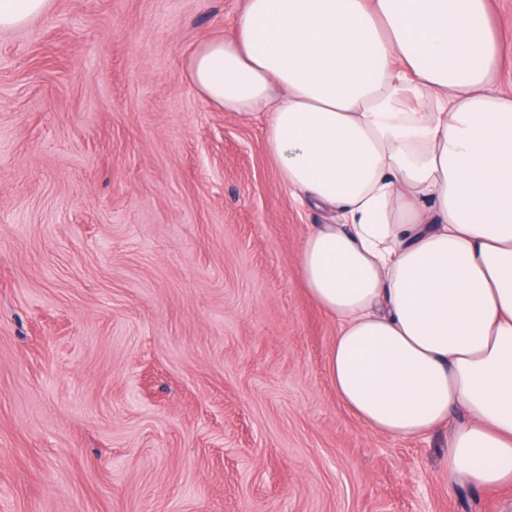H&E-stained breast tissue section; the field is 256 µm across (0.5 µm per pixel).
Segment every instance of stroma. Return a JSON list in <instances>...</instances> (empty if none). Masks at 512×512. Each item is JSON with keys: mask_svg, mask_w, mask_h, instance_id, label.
<instances>
[{"mask_svg": "<svg viewBox=\"0 0 512 512\" xmlns=\"http://www.w3.org/2000/svg\"><path fill=\"white\" fill-rule=\"evenodd\" d=\"M245 0H51L0 30V512H512L449 491L451 426L370 431L262 124L186 60ZM495 90L512 0H489Z\"/></svg>", "mask_w": 512, "mask_h": 512, "instance_id": "1", "label": "stroma"}]
</instances>
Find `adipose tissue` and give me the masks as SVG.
Returning a JSON list of instances; mask_svg holds the SVG:
<instances>
[{
  "instance_id": "ef3b65f1",
  "label": "adipose tissue",
  "mask_w": 512,
  "mask_h": 512,
  "mask_svg": "<svg viewBox=\"0 0 512 512\" xmlns=\"http://www.w3.org/2000/svg\"><path fill=\"white\" fill-rule=\"evenodd\" d=\"M488 0H246L190 82L263 123L300 204L298 273L368 429L452 424L448 487H512V95Z\"/></svg>"
}]
</instances>
